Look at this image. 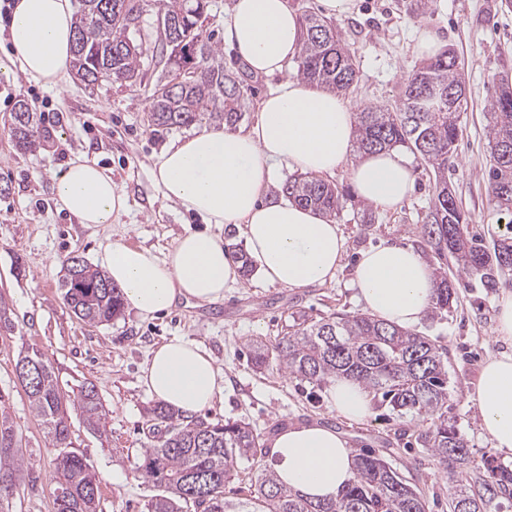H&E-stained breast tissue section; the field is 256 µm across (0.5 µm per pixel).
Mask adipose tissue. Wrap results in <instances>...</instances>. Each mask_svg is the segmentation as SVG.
<instances>
[{
    "instance_id": "ef3b65f1",
    "label": "adipose tissue",
    "mask_w": 512,
    "mask_h": 512,
    "mask_svg": "<svg viewBox=\"0 0 512 512\" xmlns=\"http://www.w3.org/2000/svg\"><path fill=\"white\" fill-rule=\"evenodd\" d=\"M72 0H14L7 39L12 53L0 73L23 74L51 87L67 78L73 51ZM225 34L246 69L281 81L259 104L250 129L212 124L170 142L150 176L164 196L201 217L206 230L179 236L165 254L113 240L106 269L130 307L153 318L180 302L214 305L239 280L223 238L213 224L241 226L259 275L287 288L333 280L347 241L330 218L288 200H266L280 168L316 176L345 171L355 193L380 210L407 198L414 169L390 149L355 157L351 104L288 71L299 50L298 13L288 0H231ZM60 209L82 224H109L125 213L128 198L109 168L95 159L70 160L55 177ZM364 309L401 327L428 312L436 287L423 255L410 246L363 251L352 272ZM219 370L206 349L171 340L152 350L143 371L150 395L184 416L209 407L220 392ZM338 414L360 421L371 398L359 383H332ZM478 410L494 448L512 453V354L486 361L478 379ZM270 463L279 480L312 500L336 499L353 477L354 455L336 430L292 425L269 439Z\"/></svg>"
}]
</instances>
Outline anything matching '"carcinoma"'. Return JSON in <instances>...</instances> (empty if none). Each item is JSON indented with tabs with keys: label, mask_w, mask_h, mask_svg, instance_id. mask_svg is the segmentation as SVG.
Returning <instances> with one entry per match:
<instances>
[{
	"label": "carcinoma",
	"mask_w": 512,
	"mask_h": 512,
	"mask_svg": "<svg viewBox=\"0 0 512 512\" xmlns=\"http://www.w3.org/2000/svg\"><path fill=\"white\" fill-rule=\"evenodd\" d=\"M148 0H79L71 67L87 86L142 83L141 58L151 52L165 65L188 76L155 88L151 126L172 129L204 119L234 126L243 118L249 90L244 74L224 67L223 53L205 37L199 21L209 0H153L157 9L155 36L143 34ZM298 76L341 93L357 82L350 49L336 22L312 14L301 17ZM466 81L456 61L441 52L404 83L401 105L366 104L356 113L357 151L370 153L404 147L421 157L439 177L420 227L425 246L439 261L453 258L456 276L441 271L431 306L451 309L459 279L476 277L482 287L512 286V222L504 235L485 243L470 234L468 216L458 205L443 173L448 170L461 133L460 113L466 102ZM488 137L491 163L485 176L498 213L512 216V85H500L489 103ZM52 120L21 100L11 114V136L18 149L34 152L51 138ZM278 193L304 208L329 216L340 212L348 193L308 175H295ZM60 287L75 316L90 326L117 318L124 306L122 290L107 273L78 255L65 263ZM259 367L273 364L308 383L343 377L381 394L399 415L431 421L419 439L455 482L450 512L464 504L467 512H492L512 502V466L486 459L484 472L470 468L468 445L448 423L446 349L427 336L372 315L306 319L292 325L272 348L256 347ZM18 362L34 365L32 385L25 387L30 406L53 447L67 445L68 411L51 362L38 350ZM91 430H100L102 411L95 386L81 388L73 400ZM153 443L144 449L141 478L163 488L148 503V512H426L421 493L382 456L356 454L354 476L334 502L312 501L263 470L249 497L224 496V484L238 463L263 457L264 443L245 423H210L188 419L161 404L149 409ZM19 442L6 411L0 408V477L9 494L23 472ZM55 512H97L98 479L87 459L68 451L56 459Z\"/></svg>",
	"instance_id": "cac0c4a2"
}]
</instances>
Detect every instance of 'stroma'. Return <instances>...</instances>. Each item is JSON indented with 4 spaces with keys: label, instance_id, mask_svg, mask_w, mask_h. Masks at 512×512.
<instances>
[{
    "label": "stroma",
    "instance_id": "stroma-1",
    "mask_svg": "<svg viewBox=\"0 0 512 512\" xmlns=\"http://www.w3.org/2000/svg\"><path fill=\"white\" fill-rule=\"evenodd\" d=\"M407 0H354L353 11L339 24L354 54L358 82L347 98L353 107L367 103L396 106L404 80L423 59L413 50L415 28L426 24L441 46L456 50L466 79L467 103L462 135L448 167V183L468 214L472 234L491 240L502 233L491 190L482 173L490 162L488 103L501 78L512 75V5L505 0H431L425 15L406 9ZM144 79L131 89L117 84L88 87L76 77L48 88L30 83L28 104L53 116L50 143L34 152L15 148L9 131L22 75L0 74V302L8 324H0V403L17 432L25 467L0 512H53V477L59 454L35 417L16 376L18 354L36 348L52 362L59 389L75 397L91 383L102 402V428L89 431L79 411H71L69 447L81 452L100 479L98 512H147L157 494L138 473L150 443L147 411L154 400L142 381L150 350L182 338L199 344L215 358L223 392L201 411L212 422H244L262 438L294 424L332 427L353 451L374 449L424 494L427 512H448L453 494L448 476L418 441L428 424L415 415L398 416L371 397V413L359 422L338 415L330 382L313 384L277 368H257L249 356L253 342L275 344L305 315L314 319L336 313L362 314L349 286L362 251L379 245L421 248L419 229L435 191V175L419 158L409 198L391 211L373 209V223H362L364 201L354 200L335 218L347 239L336 278L322 286L285 288L258 274L241 278L222 303H182L151 320L131 308L111 323L90 326L76 318L59 286L60 271L73 255L103 266L116 238L163 251L204 222L166 199L150 178V169L171 140L185 128L154 131L150 97L161 74L155 59L141 62ZM86 154L112 171L128 195L129 214L109 224H81L55 203L54 175L75 156ZM501 290L476 282L461 284L451 312L428 314L415 326L448 351V420L467 440L471 464L485 456L512 464V454L495 452L480 425L476 383L486 360L512 353V339L497 336Z\"/></svg>",
    "mask_w": 512,
    "mask_h": 512
}]
</instances>
